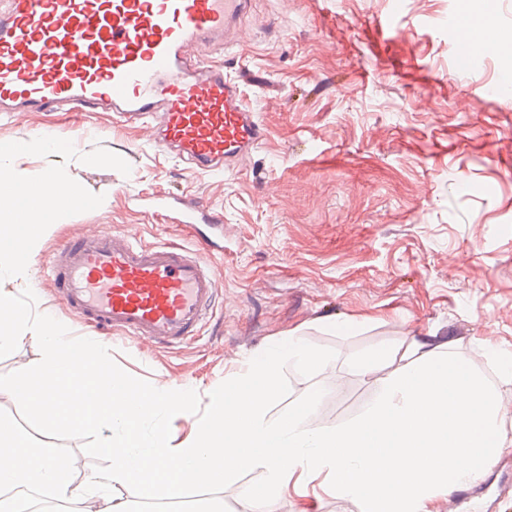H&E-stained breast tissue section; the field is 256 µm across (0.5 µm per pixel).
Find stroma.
Instances as JSON below:
<instances>
[{"instance_id":"stroma-1","label":"stroma","mask_w":512,"mask_h":512,"mask_svg":"<svg viewBox=\"0 0 512 512\" xmlns=\"http://www.w3.org/2000/svg\"><path fill=\"white\" fill-rule=\"evenodd\" d=\"M459 0H252L247 38L223 63L267 130L234 171L196 174L106 112L0 116V141H74L70 177L102 205L55 225L29 270L35 309L72 336L100 335L130 375L195 390L201 404L251 354L291 331L333 349L330 376L286 368L290 400L314 387L321 423L346 422L377 396L352 371L366 349L424 337L490 374L489 347L512 351V94L505 64L459 66L448 19ZM103 147L129 175L80 162ZM209 205L196 229L156 216V198ZM101 227L176 242L211 264L224 302L199 340L176 348L95 332L61 302L50 258ZM491 467L477 512H512V450ZM274 512H359L292 493Z\"/></svg>"}]
</instances>
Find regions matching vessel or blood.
I'll use <instances>...</instances> for the list:
<instances>
[{
	"mask_svg": "<svg viewBox=\"0 0 512 512\" xmlns=\"http://www.w3.org/2000/svg\"><path fill=\"white\" fill-rule=\"evenodd\" d=\"M251 0H0V113L116 112L153 122L156 144L205 174L255 152L266 132L239 84L199 51L238 40ZM155 207L175 224H219L195 203ZM62 302L130 337L197 338L219 294L212 265L188 249L99 229L51 258Z\"/></svg>",
	"mask_w": 512,
	"mask_h": 512,
	"instance_id": "b4317fda",
	"label": "vessel or blood"
}]
</instances>
